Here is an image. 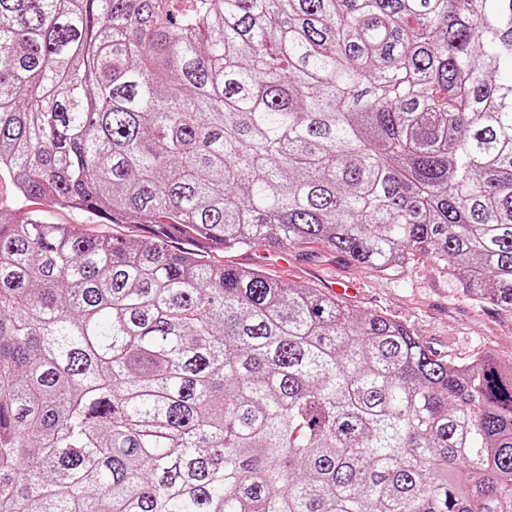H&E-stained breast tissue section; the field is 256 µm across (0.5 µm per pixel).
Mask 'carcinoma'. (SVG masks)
Returning <instances> with one entry per match:
<instances>
[{"label":"carcinoma","instance_id":"carcinoma-1","mask_svg":"<svg viewBox=\"0 0 512 512\" xmlns=\"http://www.w3.org/2000/svg\"><path fill=\"white\" fill-rule=\"evenodd\" d=\"M512 0H0V512H512V366L215 250L431 258L512 313ZM30 212L49 224H71L77 231L89 236H132L142 230L140 224H107L104 220L77 210L60 209L43 199L19 197L9 182L0 183V210Z\"/></svg>","mask_w":512,"mask_h":512}]
</instances>
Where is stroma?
<instances>
[{
    "mask_svg": "<svg viewBox=\"0 0 512 512\" xmlns=\"http://www.w3.org/2000/svg\"><path fill=\"white\" fill-rule=\"evenodd\" d=\"M1 209L30 212L51 224L72 225L89 236L127 237L142 230L138 224L113 225L85 212L54 207L43 199L21 198L7 182L0 183ZM289 254L287 267L264 264L269 278L317 285L328 276L354 281L359 289L347 298L349 308L401 322L432 352L467 361L489 351L503 364L512 363V314L461 295L429 258L418 255L380 273L319 248H293Z\"/></svg>",
    "mask_w": 512,
    "mask_h": 512,
    "instance_id": "35a3bbf8",
    "label": "stroma"
}]
</instances>
